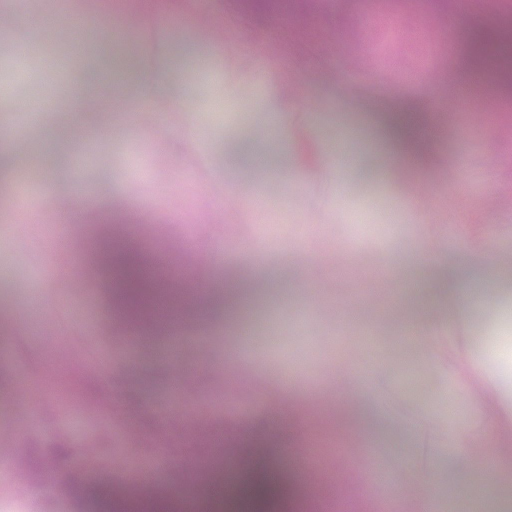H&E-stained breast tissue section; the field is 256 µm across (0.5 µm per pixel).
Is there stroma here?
Instances as JSON below:
<instances>
[{"mask_svg":"<svg viewBox=\"0 0 512 512\" xmlns=\"http://www.w3.org/2000/svg\"><path fill=\"white\" fill-rule=\"evenodd\" d=\"M86 2L56 6L62 23L82 20L72 35L0 62V434L16 450L0 499L27 491L30 512H100V488L170 500L203 479L176 462L182 445L228 427L246 439L211 466L245 479L279 468L302 512L320 497L343 512H416L406 485L418 469L438 485L433 512H457L464 496L475 512H512V430L485 438L471 414L478 382L443 340L454 289L489 276L483 300L512 290V116L499 89L458 85L477 108L415 164L389 159L376 120L405 107L441 116L470 55L449 53L450 25L512 21V0H310L263 18L245 0H158L132 35L126 0H112L102 21L141 55L105 130L61 108L95 79L70 49L93 40ZM201 16L222 39L195 34ZM156 71L169 98L197 109L192 128L167 100H142L140 80ZM76 122L80 141L64 135ZM243 143L271 155L265 177L237 153ZM77 186L83 219L58 227ZM110 236L204 284L213 310L201 338L120 334L86 251ZM424 247L446 261L430 275ZM228 266L242 283L229 302ZM28 388L38 403L26 421L2 404ZM316 405L311 453L334 465L308 500L285 452L292 421ZM450 410L471 424L469 456L438 453ZM131 458L153 460L151 478L127 469Z\"/></svg>","mask_w":512,"mask_h":512,"instance_id":"35a3bbf8","label":"stroma"}]
</instances>
